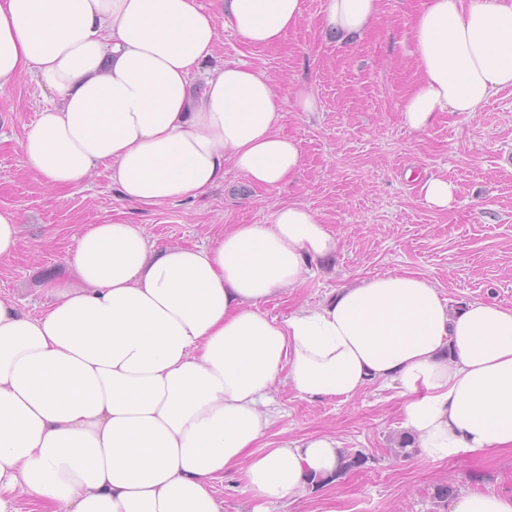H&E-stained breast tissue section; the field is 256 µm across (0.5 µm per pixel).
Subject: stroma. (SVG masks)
<instances>
[{"mask_svg": "<svg viewBox=\"0 0 512 512\" xmlns=\"http://www.w3.org/2000/svg\"><path fill=\"white\" fill-rule=\"evenodd\" d=\"M298 25L278 44L245 47L219 27L205 69L245 62L265 71L281 101V131L303 153L302 169L280 188L254 187L225 164L224 179L196 199L143 206L122 199L104 169L82 184L46 190L28 171L20 142L49 99L36 76L21 75L0 94V211L21 227L15 256L0 261V296L39 315L42 285L77 284L66 257L86 225H141L153 250L211 246L229 224H269L278 207L296 202L336 235L335 253L313 263L292 295L262 304L284 318L314 307L345 284L388 272L428 277L452 306L484 301L512 307V88L477 112H444L425 133L408 130L399 107L419 74L412 20L422 0H380L379 19L361 38L339 41L321 30L324 0H304ZM307 88L314 112L297 111L293 94ZM447 176L451 207L429 208L419 178ZM268 442L313 433L339 440L366 461L336 482L307 489L266 512H451L437 487L454 492H512V449L464 453L430 462L417 446L399 453L405 434L402 400L372 382L344 399L308 400L279 384Z\"/></svg>", "mask_w": 512, "mask_h": 512, "instance_id": "35a3bbf8", "label": "stroma"}]
</instances>
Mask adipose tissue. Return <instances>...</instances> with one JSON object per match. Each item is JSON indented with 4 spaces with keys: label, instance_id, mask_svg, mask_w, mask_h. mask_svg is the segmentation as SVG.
<instances>
[{
    "label": "adipose tissue",
    "instance_id": "1",
    "mask_svg": "<svg viewBox=\"0 0 512 512\" xmlns=\"http://www.w3.org/2000/svg\"><path fill=\"white\" fill-rule=\"evenodd\" d=\"M0 0V92L38 76L51 103L21 147L43 185L104 167L124 199L196 198L225 164L279 188L299 170L265 72L213 57L219 25L248 46L279 43L304 0ZM379 0H325L344 41ZM419 80L400 104L424 133L442 112L479 111L512 87V0H423L412 22ZM336 238L306 206L234 224L210 247L153 251L140 225L94 224L70 257L79 286L49 281L39 316L0 297V512H224L214 483L241 472L253 499L338 478L336 437L268 447L279 377L303 398L395 388L422 456L512 449V307L451 308L430 279L388 273L287 318L260 309L299 287Z\"/></svg>",
    "mask_w": 512,
    "mask_h": 512
}]
</instances>
